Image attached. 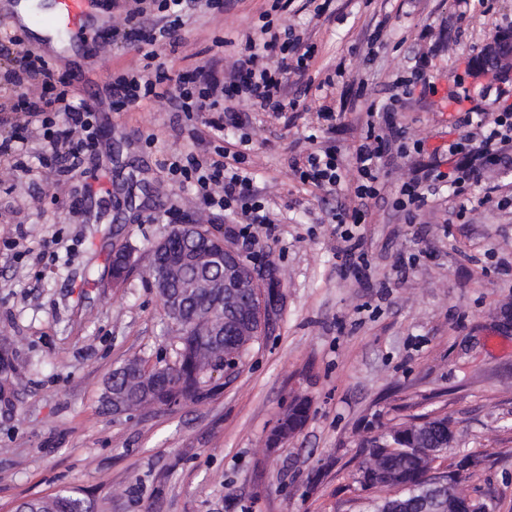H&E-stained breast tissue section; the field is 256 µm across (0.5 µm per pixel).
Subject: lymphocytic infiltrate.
<instances>
[{
  "mask_svg": "<svg viewBox=\"0 0 512 512\" xmlns=\"http://www.w3.org/2000/svg\"><path fill=\"white\" fill-rule=\"evenodd\" d=\"M220 13L224 0H124V14L108 31L115 44L133 43L143 64L113 77L109 86L112 109L127 111L145 101L167 103L177 112L204 113L201 126L191 131L194 149L188 153L164 156L160 167L172 179L189 184L194 196L207 210L239 211L243 221L233 235L243 245L253 246L259 235H273L277 228L274 213L252 190V179L243 169L248 135L238 141L224 137L226 126L242 127V104L256 106L285 124L299 117L296 101L287 97L291 77L304 76L315 52L302 35L276 24L273 15L285 11L291 0H271L264 12L258 35H245L230 70L221 72L215 63L197 67L170 80L157 65V48L176 45L184 20L198 4ZM0 57L12 66L9 79L19 94L0 102V162L13 168L25 165L33 124H40L42 137L49 144L57 175L64 176L83 167L95 157L99 145L97 112L67 87L68 80L21 37L0 36ZM428 54L415 56L410 70L395 79L386 102L370 103L367 132L354 147L349 161L358 178L352 191L361 205L334 213L336 250L345 271L365 276L369 267L364 250L365 236L358 230L361 207L382 198L386 188L381 179L382 160L397 154L419 155L421 162L411 180L394 189L393 206L413 223L418 212L434 202L441 188H448L456 215H463L466 191L483 186L485 201L511 207L512 195L495 197L494 187L485 185L488 171L512 168V111L489 113L473 108L466 112L463 127L448 143V155L455 159L453 176L440 169L436 156L426 155L421 141H409L404 127L392 120L403 104V97L417 84L428 83ZM315 134H308L311 145L295 169L302 184L333 194L342 189L343 163L336 149L315 146Z\"/></svg>",
  "mask_w": 512,
  "mask_h": 512,
  "instance_id": "1",
  "label": "lymphocytic infiltrate"
}]
</instances>
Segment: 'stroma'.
I'll return each instance as SVG.
<instances>
[{"label": "stroma", "instance_id": "35a3bbf8", "mask_svg": "<svg viewBox=\"0 0 512 512\" xmlns=\"http://www.w3.org/2000/svg\"><path fill=\"white\" fill-rule=\"evenodd\" d=\"M268 7L236 0L218 15L198 11L159 60L173 76L231 60L235 40L255 31ZM510 21L512 0H495L485 16L462 13L458 0H332L319 18L311 0H294L280 18L316 47L308 78L334 79L325 101L338 118L320 142L344 159L367 131L368 100H385L428 25L441 46L435 89L414 87L396 114L410 138L431 151L457 136L472 105L450 99L459 76L495 91L496 100L479 98L483 111L511 108L512 76L477 67ZM376 30L382 44L369 62L367 36ZM25 42L74 75L82 98H97L101 131L97 157L60 186L38 137L26 168L0 167V347L11 364L0 375V512L59 490L88 497L94 512H371L372 496L356 480L361 439L431 414L448 415L459 436L441 467L479 456L470 493L512 512V333L497 327L500 308L512 307V208L472 190L464 219L439 207L409 224L390 202H371L361 226L370 267L355 280L336 255L331 221L353 197L301 184L292 161L303 127L246 104V169L281 224L244 248L230 233L232 214L197 217L192 191L159 166L163 155L191 150L189 131L203 113L157 102L113 112L105 88L139 63L134 47L95 32L66 50L31 32ZM362 83L369 99L357 95ZM90 173L95 194L73 215L70 194ZM194 223L238 250L261 290L277 293L270 331L232 375L214 374L198 400L112 414L101 394L114 369L131 359L148 369L178 360L148 267L160 237ZM44 244L50 254L37 259ZM116 246L136 260L117 288L109 268ZM297 396L307 400L303 430L270 446Z\"/></svg>", "mask_w": 512, "mask_h": 512}]
</instances>
